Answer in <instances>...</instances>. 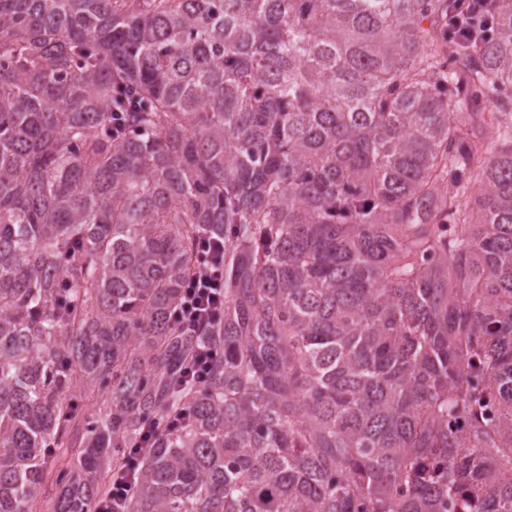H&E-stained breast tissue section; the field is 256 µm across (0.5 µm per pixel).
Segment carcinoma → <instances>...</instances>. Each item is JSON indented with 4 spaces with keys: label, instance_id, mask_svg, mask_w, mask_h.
<instances>
[{
    "label": "carcinoma",
    "instance_id": "carcinoma-1",
    "mask_svg": "<svg viewBox=\"0 0 512 512\" xmlns=\"http://www.w3.org/2000/svg\"><path fill=\"white\" fill-rule=\"evenodd\" d=\"M152 422L126 512H512V0H0V512ZM199 260L186 280L181 303L170 318L184 334L205 332L224 315V237H204L198 248ZM217 352V349L212 347L199 349L186 368L187 380L195 384L203 383L206 380L209 361L217 355Z\"/></svg>",
    "mask_w": 512,
    "mask_h": 512
}]
</instances>
